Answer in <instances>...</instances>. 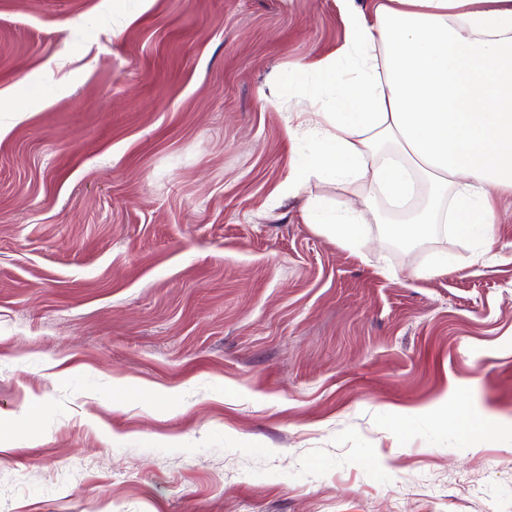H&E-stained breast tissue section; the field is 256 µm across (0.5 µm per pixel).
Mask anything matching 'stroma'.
I'll list each match as a JSON object with an SVG mask.
<instances>
[{
	"label": "stroma",
	"mask_w": 512,
	"mask_h": 512,
	"mask_svg": "<svg viewBox=\"0 0 512 512\" xmlns=\"http://www.w3.org/2000/svg\"><path fill=\"white\" fill-rule=\"evenodd\" d=\"M346 36L339 0H0V512H512V215L474 265L288 190L280 77ZM453 270V264L448 258V252L433 251L428 257L427 264L418 269L415 275L419 278L448 275Z\"/></svg>",
	"instance_id": "1"
}]
</instances>
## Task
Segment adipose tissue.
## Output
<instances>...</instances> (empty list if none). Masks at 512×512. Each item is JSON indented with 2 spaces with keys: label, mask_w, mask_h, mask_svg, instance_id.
<instances>
[{
  "label": "adipose tissue",
  "mask_w": 512,
  "mask_h": 512,
  "mask_svg": "<svg viewBox=\"0 0 512 512\" xmlns=\"http://www.w3.org/2000/svg\"><path fill=\"white\" fill-rule=\"evenodd\" d=\"M348 39L338 60L318 59L284 78L313 100L334 92L307 126L287 125L309 152L289 190L311 177L343 184L348 199L310 197L306 223L346 245L363 231L365 205L402 207L427 188V205L396 226L409 247L436 225L473 243L472 264L496 245L512 204V0H342Z\"/></svg>",
  "instance_id": "adipose-tissue-1"
}]
</instances>
